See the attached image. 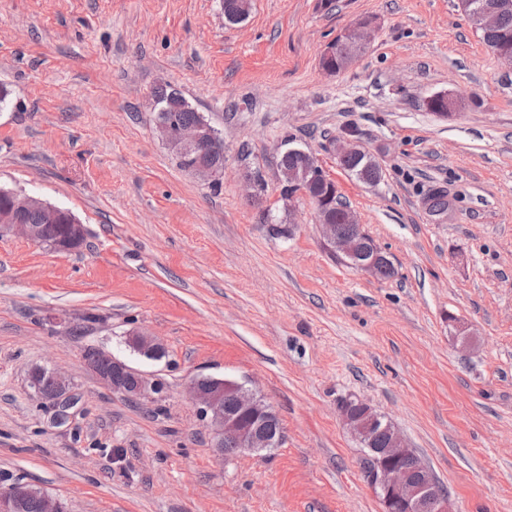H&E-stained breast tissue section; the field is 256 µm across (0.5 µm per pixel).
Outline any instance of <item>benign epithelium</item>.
Instances as JSON below:
<instances>
[{
	"label": "benign epithelium",
	"mask_w": 512,
	"mask_h": 512,
	"mask_svg": "<svg viewBox=\"0 0 512 512\" xmlns=\"http://www.w3.org/2000/svg\"><path fill=\"white\" fill-rule=\"evenodd\" d=\"M512 8V0H501L497 7H481L471 10V18L478 21V27L486 33L498 29L501 13ZM375 23L370 19L358 21L344 31L347 41L358 51L364 50L370 40V34ZM156 129L167 144L183 149H192L204 135V131L196 126H174L169 123H159ZM336 159L365 153L357 136L343 133L336 136L332 143ZM306 163L303 178L289 179L288 187L297 193H308V187L314 184L333 183L328 178L317 157L305 153ZM14 206L0 213V233L21 234L33 243L42 242L41 227L37 224L26 223L24 216L27 202L31 197L17 191H10ZM328 203L317 202L319 229L324 244L328 249L348 265L372 273L380 264L391 262L390 256L376 243L370 241L359 220L352 210H347L343 223L334 224L327 217ZM357 227L353 234L344 231L343 224ZM85 237L84 225L75 221L65 225V235L51 246L56 252H70L79 248ZM133 347L149 359H159L163 356L161 345L143 333H137L131 338ZM103 367L95 371L97 378L115 391H121L130 398L145 395L150 388L148 379L141 371L126 362L114 357L104 350L100 351ZM121 371L134 376L137 380L135 388L130 389L112 378V373ZM38 376H45L53 386L52 396L58 407V416H66L68 409L67 391L69 385L53 370L38 369ZM190 392L193 401L200 406L202 417L207 419L214 448L218 455H224V445H230L239 452L258 454L265 448H276L279 440L270 436L263 424L274 415L272 409L263 398L244 384L229 379H212L207 389H201L192 384ZM231 396L235 401L234 408L224 406V397ZM341 412L347 425L354 435L366 447L372 448V425L379 419V414L369 402L356 398L345 401ZM388 440L386 447L373 448L374 465L367 472L368 484L381 497L385 512H452L449 496L441 490L440 483L431 473L428 466L417 456L416 452L398 429L390 421L386 422ZM415 458V462L407 467L403 462ZM27 483L17 480L6 486L0 485V512H19L24 488Z\"/></svg>",
	"instance_id": "7a95c632"
}]
</instances>
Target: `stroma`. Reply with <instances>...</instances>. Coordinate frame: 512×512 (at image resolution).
I'll list each match as a JSON object with an SVG mask.
<instances>
[{"label": "stroma", "instance_id": "1", "mask_svg": "<svg viewBox=\"0 0 512 512\" xmlns=\"http://www.w3.org/2000/svg\"><path fill=\"white\" fill-rule=\"evenodd\" d=\"M363 17L367 50L325 72L324 49ZM1 84L0 186L72 211L85 241L55 253L0 237V482L43 487L68 512H383L339 411L353 395L398 428L453 512H512V68L459 0H252L237 25L223 0H0ZM166 84L220 130L219 183L160 138ZM443 91L459 101L445 119L425 107ZM350 128L378 186L329 149ZM288 137L394 277L337 260L310 199L283 198ZM451 316L473 349L453 343ZM135 331L164 357L130 349ZM90 347L143 371L148 397L104 385ZM37 367L68 380L64 420L31 388ZM202 376L263 396L281 446L219 458L189 393Z\"/></svg>", "mask_w": 512, "mask_h": 512}]
</instances>
